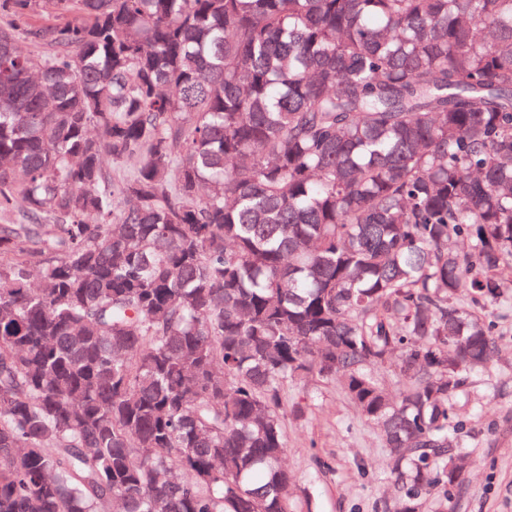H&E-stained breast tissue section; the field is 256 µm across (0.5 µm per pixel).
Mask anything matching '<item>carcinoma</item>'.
Masks as SVG:
<instances>
[{
  "instance_id": "1",
  "label": "carcinoma",
  "mask_w": 512,
  "mask_h": 512,
  "mask_svg": "<svg viewBox=\"0 0 512 512\" xmlns=\"http://www.w3.org/2000/svg\"><path fill=\"white\" fill-rule=\"evenodd\" d=\"M509 264L512 0H0V512H295L308 377L448 512Z\"/></svg>"
}]
</instances>
